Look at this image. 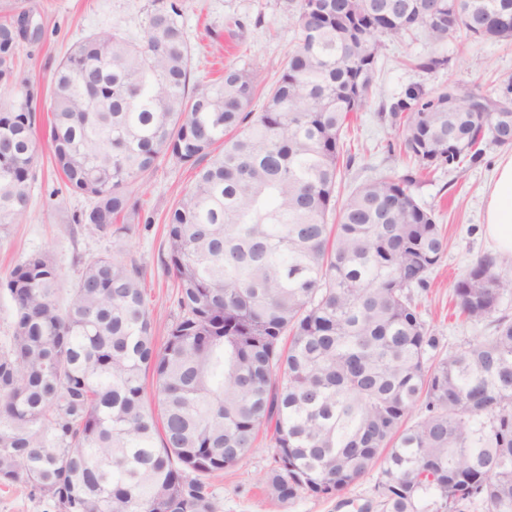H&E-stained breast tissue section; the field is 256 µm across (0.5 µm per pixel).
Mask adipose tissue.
I'll return each mask as SVG.
<instances>
[{"label": "adipose tissue", "mask_w": 512, "mask_h": 512, "mask_svg": "<svg viewBox=\"0 0 512 512\" xmlns=\"http://www.w3.org/2000/svg\"><path fill=\"white\" fill-rule=\"evenodd\" d=\"M485 237L498 256L512 260V152L503 153L485 188Z\"/></svg>", "instance_id": "1"}]
</instances>
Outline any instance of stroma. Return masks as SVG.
Instances as JSON below:
<instances>
[{"mask_svg":"<svg viewBox=\"0 0 512 512\" xmlns=\"http://www.w3.org/2000/svg\"><path fill=\"white\" fill-rule=\"evenodd\" d=\"M180 21L192 47L193 80L217 79L225 65L257 74L261 89L276 80L296 43V31L280 10L279 0H179ZM148 0H0V21L30 11L40 15L44 33L21 45L19 69L35 90L46 92L54 71L68 50L90 34L121 28L132 40L142 41L141 21ZM447 57L448 65L433 72L414 62L430 54ZM512 77V44L480 41L461 44L456 38L435 44L418 32L401 41H385L364 111L351 116L341 132L355 160L338 179V198L377 177L404 174L411 165L398 149L397 129L389 108L412 85L432 92L447 85L499 90ZM49 103L37 102L36 137L41 153L24 219L0 229V280L31 254L47 255L61 274L58 298L67 303L72 283L89 261L102 256L135 259L144 269L143 288L157 318V343H164L163 326L173 310L172 279L166 272L162 245L165 216L178 192L189 187L194 169L160 162L143 181L138 202L153 216L150 225H134L123 240L77 224L86 197L71 193L58 173L45 131ZM502 147L486 146L481 162L461 169H440L420 177L411 192L420 206L433 210L448 239L445 256L429 275L427 290L415 291L422 320L439 339L437 357L464 349L487 335L492 319L468 320L455 309L452 286L490 248L484 236V187L490 180ZM268 439H260L234 467L210 480L220 512H380L376 487L382 463L332 499L301 496L283 503L266 489L263 475L272 467Z\"/></svg>","mask_w":512,"mask_h":512,"instance_id":"obj_1","label":"stroma"}]
</instances>
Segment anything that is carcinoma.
<instances>
[{
  "label": "carcinoma",
  "instance_id": "obj_1",
  "mask_svg": "<svg viewBox=\"0 0 512 512\" xmlns=\"http://www.w3.org/2000/svg\"><path fill=\"white\" fill-rule=\"evenodd\" d=\"M436 2L433 16L426 0H280L298 41L259 112L257 77L231 65L191 83L177 0H150L141 43L115 28L71 47L49 89L48 142L66 188L91 201L75 223L120 240L151 223L136 194L160 160L196 168L166 216L176 311L158 349L135 260L89 261L65 306L47 256L14 266L0 484L58 512H218L202 477L270 429L265 485L283 503L331 499L383 453L382 512H426L429 493L436 512H512V320L434 360L438 339L410 291L428 287L447 238L413 197V174L336 198L353 162L341 131L366 105L348 96L364 48L369 80L383 37L512 40V0ZM21 43L15 21L0 23L1 88L19 83ZM35 95L0 102L1 227L29 203ZM455 100L410 86L390 106L421 171L512 147L511 80L495 95L460 87ZM511 289L482 256L453 293L480 320Z\"/></svg>",
  "mask_w": 512,
  "mask_h": 512
}]
</instances>
